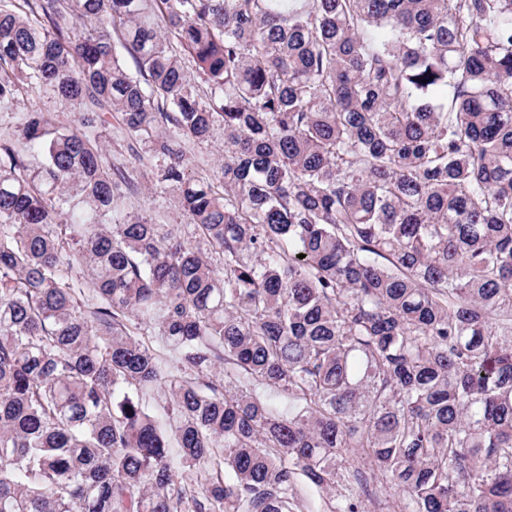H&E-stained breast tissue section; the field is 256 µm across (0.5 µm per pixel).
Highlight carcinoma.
I'll list each match as a JSON object with an SVG mask.
<instances>
[{
    "label": "carcinoma",
    "instance_id": "cac0c4a2",
    "mask_svg": "<svg viewBox=\"0 0 512 512\" xmlns=\"http://www.w3.org/2000/svg\"><path fill=\"white\" fill-rule=\"evenodd\" d=\"M41 88L0 512H512V0H0V109ZM112 112L209 252L115 207ZM44 112L60 125L76 127V112L65 99L35 90L18 107L0 111V132L13 129L25 112ZM183 147L195 172H201V169L209 170L210 172L215 171L224 159L220 140L208 145L186 141ZM403 496L400 490L391 487L383 489L378 498L369 499L362 495V512H393Z\"/></svg>",
    "mask_w": 512,
    "mask_h": 512
}]
</instances>
